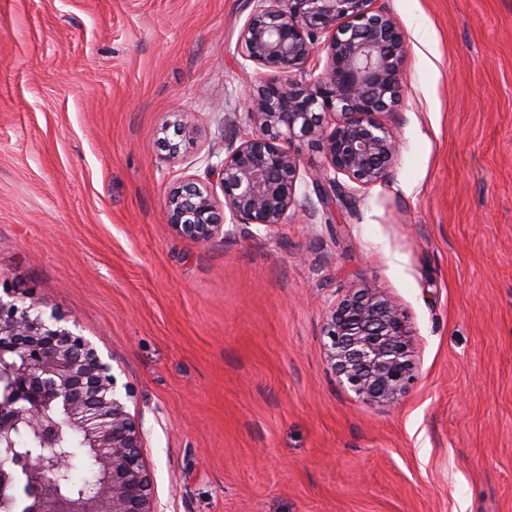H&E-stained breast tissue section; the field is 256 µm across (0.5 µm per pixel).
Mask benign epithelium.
I'll use <instances>...</instances> for the list:
<instances>
[{"label": "benign epithelium", "mask_w": 512, "mask_h": 512, "mask_svg": "<svg viewBox=\"0 0 512 512\" xmlns=\"http://www.w3.org/2000/svg\"><path fill=\"white\" fill-rule=\"evenodd\" d=\"M377 0H257L239 43L244 59L265 70L253 91L245 126L252 132L209 168L232 225L270 231L288 219L303 195L305 213H328L336 190L351 198L386 182L400 153L379 114L398 104L407 45L395 19ZM198 128L176 123L165 138L168 158L197 138ZM312 143L322 164L301 177L299 147ZM348 179L343 184L340 177ZM312 191H299L300 187ZM176 235L207 244L228 235L214 193L196 178L180 181L163 208ZM328 361L340 382L365 403L396 404L416 381L407 321L399 305L371 284L351 288L322 325ZM16 383L0 405V436L22 421L42 443H56L58 424L80 433L95 461L94 490L62 492L43 477L44 458L23 470L0 466V494L29 488L27 512H156L141 432L127 411L110 366L82 336L44 317L36 303L18 306L0 296V367Z\"/></svg>", "instance_id": "obj_1"}]
</instances>
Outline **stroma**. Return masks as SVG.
Wrapping results in <instances>:
<instances>
[{"label":"stroma","instance_id":"obj_1","mask_svg":"<svg viewBox=\"0 0 512 512\" xmlns=\"http://www.w3.org/2000/svg\"><path fill=\"white\" fill-rule=\"evenodd\" d=\"M404 31L390 181L199 244L161 212L238 141L253 0H0V290L108 363L157 512H512V0H379ZM202 136L164 155L167 122ZM373 283L417 380L335 377L321 327Z\"/></svg>","mask_w":512,"mask_h":512}]
</instances>
